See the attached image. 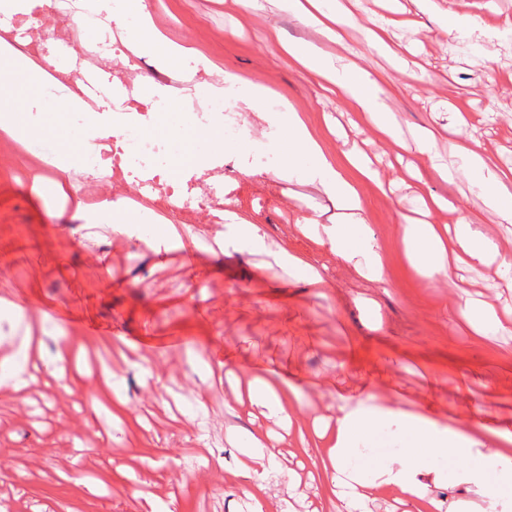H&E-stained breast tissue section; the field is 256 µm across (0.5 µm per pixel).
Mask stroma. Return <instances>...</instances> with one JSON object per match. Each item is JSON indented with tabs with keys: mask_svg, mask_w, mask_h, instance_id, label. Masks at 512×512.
<instances>
[{
	"mask_svg": "<svg viewBox=\"0 0 512 512\" xmlns=\"http://www.w3.org/2000/svg\"><path fill=\"white\" fill-rule=\"evenodd\" d=\"M354 19L325 52L380 82L397 127L378 134L350 100L302 70L281 42L313 40L315 30L274 0H144L153 25L186 48L177 75L197 83L239 74L292 107L337 164L360 149L382 179H357L364 214L379 240L390 278L373 284L305 236L302 224L328 223L330 202L311 185L241 169L236 211L270 242L305 262L327 266L330 286L307 287L300 274L266 253L242 247L233 230L197 211L179 247L157 251L114 232L105 221L75 217L36 179L81 189L82 172L61 171L34 142L0 132V322L29 337L27 361L37 394L0 390V486L28 500L32 512H339L336 489L321 472L325 443L316 418L335 417L347 398L376 395L408 413L512 431V334L478 335L451 309L458 284L485 304L512 306V281L493 267L460 265L431 281L411 267L400 234L403 216L435 195L444 207L428 219L453 227L471 196L467 179L442 181L415 142L435 139L443 163L452 140L472 136L504 168L512 167V0H331ZM479 23L480 37L448 33V18ZM404 19L389 45L372 32ZM26 29L16 38L15 28ZM134 24L83 30L38 0L32 18L0 15V40L42 60L63 63L50 75L57 100L82 91L114 103L112 76L129 73L127 99H145L165 71L132 53ZM92 73L78 87L73 72ZM198 99L158 110L148 135L177 158L205 156L212 143L195 130ZM108 357L100 384L91 368L59 366V349ZM301 390L292 425L274 450L295 469L299 487L266 482L258 499L242 487L252 437L279 431L248 397L254 374ZM461 461L438 463L421 480L441 512L487 507L485 490L461 483Z\"/></svg>",
	"mask_w": 512,
	"mask_h": 512,
	"instance_id": "35a3bbf8",
	"label": "stroma"
}]
</instances>
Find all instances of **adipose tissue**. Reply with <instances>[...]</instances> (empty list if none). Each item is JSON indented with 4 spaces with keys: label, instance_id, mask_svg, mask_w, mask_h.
Returning a JSON list of instances; mask_svg holds the SVG:
<instances>
[{
    "label": "adipose tissue",
    "instance_id": "adipose-tissue-1",
    "mask_svg": "<svg viewBox=\"0 0 512 512\" xmlns=\"http://www.w3.org/2000/svg\"><path fill=\"white\" fill-rule=\"evenodd\" d=\"M298 20L307 25L321 26L329 34L345 24V17L336 9L325 6L324 0H279ZM136 16L138 27L130 45L138 55H149L166 69L179 65L183 47L163 40L149 22L143 0H125L122 10L113 12L115 26H126L129 16ZM284 51L308 73L332 84L338 95L351 100L363 112L369 123L382 136L394 138L395 131L389 119V108L378 81L369 73L346 65L336 64L331 57L308 42H288ZM0 66L11 71L17 82L12 86L0 84V131L16 142L41 134L42 126L21 113L18 103L21 86H34L36 66L27 56L14 52L0 43ZM67 106L71 111L87 115L86 126L78 144L62 142L56 162L59 168L77 166L89 152L100 148L103 140L117 135L120 124L129 122L126 114L111 116L93 110L91 104L79 96H70ZM270 125L280 128L282 143L288 154L286 164L273 168L272 174L282 180L302 176L317 187L336 211L332 223L311 221L304 225L306 234L326 246L336 257L356 265L364 279L383 284L388 280L387 267L378 252L376 237L367 224L357 187L343 173L330 155L326 154L315 134L297 113H289L286 124H279L275 113L264 115ZM456 168L469 179L474 193L471 205L480 211L497 214L503 222L512 223V172L499 167L472 139L463 137L454 147ZM237 238L256 250H269L281 263L300 268L304 280L314 288L328 287L324 273L285 248L267 244L258 225L235 223ZM402 242L408 262L431 280L448 277L451 271L447 247L436 225L426 222L405 224L401 227ZM458 248L473 265H497L504 271L512 270V255L503 252L498 243L485 235L480 225L474 224L469 214H462L454 227ZM457 311L478 332L494 333L512 330V309L499 313L474 300L467 290L458 294ZM397 428L404 451L400 458L383 462L375 471L381 485L391 486L405 498L422 507H430L434 498L427 493L419 477L431 461L455 457L466 461L460 475L463 483L481 487L490 475L512 473V432L493 430L482 425L467 429L441 421L422 413L409 414L379 404L375 395H360L349 405L347 412L337 417L332 430V444L323 466L341 489L345 512H364L363 503L370 497V484L352 466L354 452L368 439L387 428Z\"/></svg>",
    "mask_w": 512,
    "mask_h": 512
}]
</instances>
